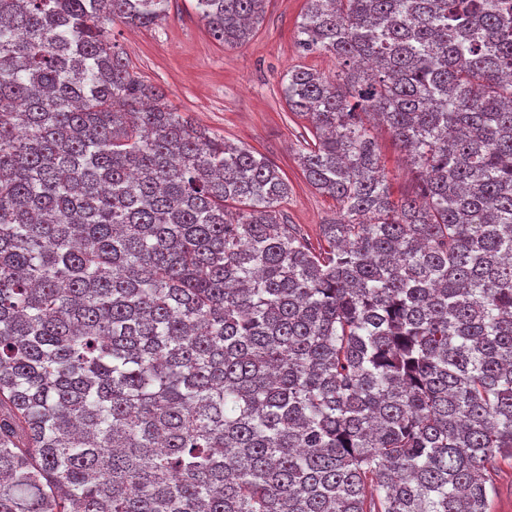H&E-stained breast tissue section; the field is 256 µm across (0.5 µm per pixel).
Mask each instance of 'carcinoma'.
Here are the masks:
<instances>
[{"instance_id":"obj_1","label":"carcinoma","mask_w":512,"mask_h":512,"mask_svg":"<svg viewBox=\"0 0 512 512\" xmlns=\"http://www.w3.org/2000/svg\"><path fill=\"white\" fill-rule=\"evenodd\" d=\"M169 0H0V512H488L512 457V0H307L300 165L109 39ZM265 0H196L250 39ZM410 156L394 198L367 117Z\"/></svg>"}]
</instances>
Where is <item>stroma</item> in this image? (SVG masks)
I'll return each mask as SVG.
<instances>
[{"label":"stroma","mask_w":512,"mask_h":512,"mask_svg":"<svg viewBox=\"0 0 512 512\" xmlns=\"http://www.w3.org/2000/svg\"><path fill=\"white\" fill-rule=\"evenodd\" d=\"M195 4L170 0L166 21L139 29L117 22L112 36L139 75L163 88L193 126L258 152L279 168L290 187L280 206L284 223L298 225L320 245V227L336 218L338 208L304 176L298 158L306 146L305 122L289 111L284 86L297 65L330 77L340 68L333 55H305L297 47L294 32L306 0H265L253 35L235 48L213 38ZM371 133L395 196L414 194L415 175L390 132L378 125Z\"/></svg>","instance_id":"35a3bbf8"}]
</instances>
